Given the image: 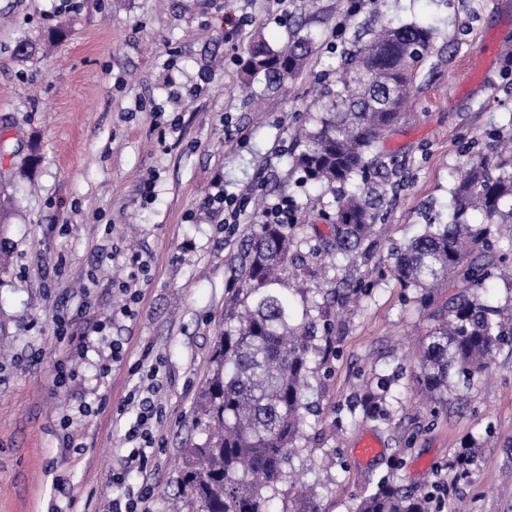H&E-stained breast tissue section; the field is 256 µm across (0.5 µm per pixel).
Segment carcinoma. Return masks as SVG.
Returning a JSON list of instances; mask_svg holds the SVG:
<instances>
[{"label":"carcinoma","instance_id":"cac0c4a2","mask_svg":"<svg viewBox=\"0 0 512 512\" xmlns=\"http://www.w3.org/2000/svg\"><path fill=\"white\" fill-rule=\"evenodd\" d=\"M435 29L412 22L382 23L342 53L336 88L318 127L291 155L292 167L332 194L328 253L365 256L383 211L404 178L401 164L377 151L401 122L418 71L435 48ZM314 38L300 24L279 48L260 39L243 61V90L262 83L278 89L301 75L313 55ZM487 150L465 154L451 189L447 220L428 222L390 253V271L413 293L430 330L417 344L414 387L436 414L458 391L489 374L495 356L512 346V303H492L486 283L512 284V247L504 250L503 230L512 232V142L497 131ZM480 216V222L471 216ZM285 224H263L253 239L242 274L239 299L228 312L229 328L217 343L210 374L198 400V421L206 439L184 449L182 512H268L274 498L293 485V461L300 426L309 412L304 393L313 363L334 351L331 310L367 296L370 286L343 278L331 298L297 312L290 303L285 272L296 257ZM454 282L458 292L443 306L439 291ZM393 378L376 377L359 400L379 420ZM481 447L472 440L456 457L459 475ZM427 496L382 477L357 505V512H430Z\"/></svg>","mask_w":512,"mask_h":512}]
</instances>
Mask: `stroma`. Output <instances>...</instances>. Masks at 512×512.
I'll return each mask as SVG.
<instances>
[{"label":"stroma","mask_w":512,"mask_h":512,"mask_svg":"<svg viewBox=\"0 0 512 512\" xmlns=\"http://www.w3.org/2000/svg\"><path fill=\"white\" fill-rule=\"evenodd\" d=\"M317 36L301 76L277 91L241 89L248 45L287 42L293 15ZM247 16L233 42L226 20ZM425 22L436 50L414 102L381 144L405 169L370 258L322 251L328 226L290 156L315 130L337 47L358 29ZM28 42L27 57L16 46ZM512 113V0H0V512H111L149 481L147 512H172L179 463L203 436L198 394L224 315L241 286L261 212L224 229L203 209L222 183L240 195L292 198L304 274L334 287L344 273L383 280L341 309L336 353L306 400L304 450L294 466L318 512H355L380 476L443 512H512V349L470 387L471 406L431 417L412 389L428 322L387 274L389 253L447 213L462 148L484 150ZM64 318L72 342L59 340ZM73 370L59 382V366ZM397 374L380 422L351 411L374 376ZM156 386V441L139 472L127 440L130 395ZM70 426H63V418ZM382 453L354 455L364 434ZM488 434L470 480L452 462ZM336 465L323 469L326 451ZM125 475L111 483L112 473Z\"/></svg>","instance_id":"35a3bbf8"}]
</instances>
